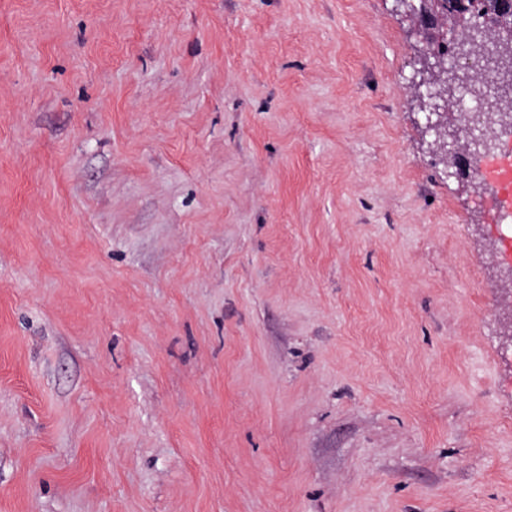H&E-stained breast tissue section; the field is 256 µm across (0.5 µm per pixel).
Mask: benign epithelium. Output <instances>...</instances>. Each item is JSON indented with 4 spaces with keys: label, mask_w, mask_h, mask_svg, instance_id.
<instances>
[{
    "label": "benign epithelium",
    "mask_w": 512,
    "mask_h": 512,
    "mask_svg": "<svg viewBox=\"0 0 512 512\" xmlns=\"http://www.w3.org/2000/svg\"><path fill=\"white\" fill-rule=\"evenodd\" d=\"M409 15L413 16L431 37L426 54L435 58L451 75L450 86L460 95L471 94L478 98L481 111L471 113L470 131H475L492 116L498 121L512 125V65L505 58L512 59V0H396ZM482 17L486 26L497 33L499 51L494 64H485L484 71L492 74L484 86L477 85L471 78V70L465 69L458 75L455 67H447L448 59L458 60L470 56L460 35L470 26L473 19ZM441 105L434 102L424 113L425 129L440 135L444 126Z\"/></svg>",
    "instance_id": "7a95c632"
}]
</instances>
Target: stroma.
<instances>
[{"mask_svg": "<svg viewBox=\"0 0 512 512\" xmlns=\"http://www.w3.org/2000/svg\"><path fill=\"white\" fill-rule=\"evenodd\" d=\"M395 0H0V512H512V213Z\"/></svg>", "mask_w": 512, "mask_h": 512, "instance_id": "obj_1", "label": "stroma"}]
</instances>
